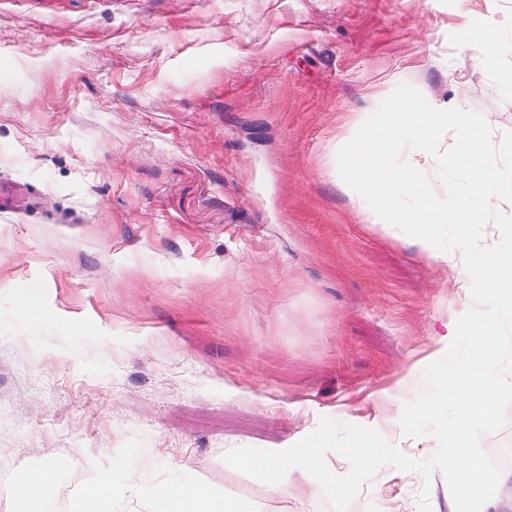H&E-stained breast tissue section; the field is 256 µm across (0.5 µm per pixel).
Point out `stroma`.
Instances as JSON below:
<instances>
[{
  "label": "stroma",
  "instance_id": "stroma-1",
  "mask_svg": "<svg viewBox=\"0 0 512 512\" xmlns=\"http://www.w3.org/2000/svg\"><path fill=\"white\" fill-rule=\"evenodd\" d=\"M512 0H0V512L16 473L58 464L49 512L98 478L111 512L206 479L259 512H447L437 426L387 391L451 305L440 267L354 210L336 141L376 96L481 118L512 168ZM484 45H474L473 31ZM452 143L416 179L463 206ZM378 449L344 505L355 421ZM319 447L314 481L270 493L229 456ZM468 446L512 453V388Z\"/></svg>",
  "mask_w": 512,
  "mask_h": 512
}]
</instances>
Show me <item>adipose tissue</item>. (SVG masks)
I'll return each mask as SVG.
<instances>
[{
  "label": "adipose tissue",
  "instance_id": "1",
  "mask_svg": "<svg viewBox=\"0 0 512 512\" xmlns=\"http://www.w3.org/2000/svg\"><path fill=\"white\" fill-rule=\"evenodd\" d=\"M486 123L464 112L449 111L437 102H390L377 123L358 119L340 139L336 169L340 184L354 195L371 224L396 239H405L421 256L448 270L458 300L457 309L441 320L423 354L410 365V373L428 374V387L419 405L399 409L397 417L407 430L422 421L454 411L444 424L440 440L456 493L448 512H512V470L489 471L468 456V433L474 420L492 422L501 383L495 372L502 352L503 318H512V243L472 237L474 225L483 223L500 194L512 192V173L488 163L483 147ZM395 134L415 147L453 139V157L470 174L468 193L481 200L479 209L463 213L438 204L413 176L415 156L396 163L391 154L377 151L376 143ZM418 191L421 201L413 209L400 208V197ZM481 290L480 308L469 301L470 285ZM467 354L460 369L449 370L446 360L459 344ZM234 465L260 469L270 490H279L288 476L307 479L324 467L315 448H297L286 456L264 453L237 457ZM55 465L19 471L14 479L21 512H46L47 485ZM154 512H256L247 501L224 500L203 483L162 484L152 493Z\"/></svg>",
  "mask_w": 512,
  "mask_h": 512
}]
</instances>
